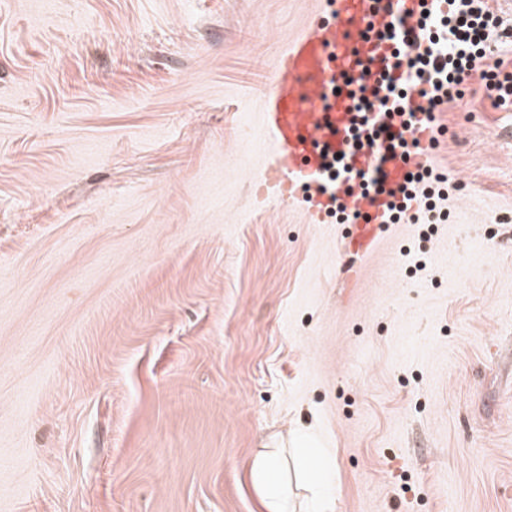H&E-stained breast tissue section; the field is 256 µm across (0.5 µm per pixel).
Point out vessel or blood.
Returning a JSON list of instances; mask_svg holds the SVG:
<instances>
[{"instance_id": "1", "label": "vessel or blood", "mask_w": 512, "mask_h": 512, "mask_svg": "<svg viewBox=\"0 0 512 512\" xmlns=\"http://www.w3.org/2000/svg\"><path fill=\"white\" fill-rule=\"evenodd\" d=\"M431 6L432 0H334V23H315L297 34L270 75L262 112L263 126L273 142L264 172L269 193L285 196L304 180L310 188L308 214L313 223H322L333 211L360 213L342 244L345 255L355 262L376 251L392 208L403 203L401 186L409 172L424 167L426 157L422 153L405 159L387 156L380 191H367L346 180L336 188H323L327 157L343 155L355 172L371 168L376 157L373 147H354L352 134L362 118L352 99L335 88L347 75L380 86L391 48L378 41L377 32L396 18L416 25Z\"/></svg>"}]
</instances>
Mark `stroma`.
Wrapping results in <instances>:
<instances>
[{"label": "stroma", "mask_w": 512, "mask_h": 512, "mask_svg": "<svg viewBox=\"0 0 512 512\" xmlns=\"http://www.w3.org/2000/svg\"><path fill=\"white\" fill-rule=\"evenodd\" d=\"M327 0H0V512H512V102L440 114L447 221L356 277L264 192L260 105ZM251 465L253 487L265 512L288 511V484L280 475V448L266 445Z\"/></svg>", "instance_id": "obj_1"}]
</instances>
